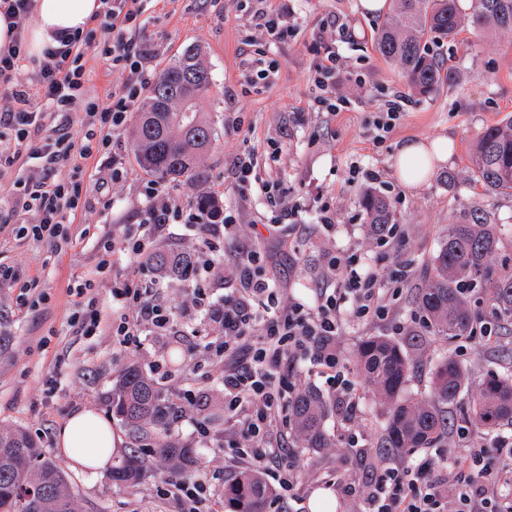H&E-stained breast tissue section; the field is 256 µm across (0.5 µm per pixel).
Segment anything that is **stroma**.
Masks as SVG:
<instances>
[{"instance_id": "35a3bbf8", "label": "stroma", "mask_w": 512, "mask_h": 512, "mask_svg": "<svg viewBox=\"0 0 512 512\" xmlns=\"http://www.w3.org/2000/svg\"><path fill=\"white\" fill-rule=\"evenodd\" d=\"M144 7L140 37L154 75H161L190 44L201 49L213 75V85L199 103L218 131L202 159L208 179L172 184L168 190L183 210H195L197 197L207 193L233 214L234 223L224 230V259L199 266L196 281L174 278L159 289L161 304L175 313L167 335H158L145 322L126 344L112 335H76L68 324L73 301L69 284L92 278L100 306L108 309L115 280L132 272L147 286L154 278L147 264L134 270L119 256L109 268H97L102 235L122 236L139 223L146 206L152 178L140 169L132 149L137 115L128 113L109 148L90 158L88 173L106 177L117 167L123 177L76 212L79 235L60 254H53L52 243L21 234L11 209L12 183L38 171L15 165L0 180V266L13 268L24 280L37 278L39 286L31 291L0 288V426L21 427L37 442L66 474L78 512H180L179 503L161 493L172 475L159 458H151L137 486L119 487L109 472L92 475L73 466L57 444L59 430L76 411L107 415L119 374L127 365H138L160 379L165 393L184 411L171 438L204 451V462L194 474L207 488L203 512H224V484L249 462L237 448L235 420L223 413L222 375L225 366L245 365L249 355L225 353L224 336L204 307L238 296L241 251L248 248L260 252V271L274 283L283 306L296 301L315 305L321 288L335 286L334 273L325 267L332 254L371 262L397 288L388 302V317L345 321L336 336L345 365L344 388L333 389L306 360L285 370L292 392L314 389L335 404L324 423L335 445L300 447L289 421H282L278 438L296 465L301 490L290 498H272L268 512H311V495L331 489L333 479L359 486L368 474L403 468L415 459H430L435 472L443 473L461 445L458 432L463 427L474 441L488 446L512 440L510 425L490 434L471 426L485 378L512 374V331L447 340L429 333L418 306L419 290L429 276L427 264L445 229L470 206L489 211L501 230L500 247L490 262L493 273L512 271V196L486 194L467 178L476 134L512 115V47L466 31L457 40L436 41L434 53L455 65L458 83L420 98L408 91L397 66L376 51L374 33L383 18L365 15L359 0H146ZM264 12L290 26L288 40L267 36L260 19ZM326 50L337 58L336 95L347 101L339 112L317 103L321 91L314 82L315 65ZM264 68L268 78L258 79L257 70ZM394 99L401 105L396 126L384 142H376L375 122ZM442 137L452 142L447 161L419 188L402 186L392 161L397 148ZM249 155L258 178L278 184L283 208H302L301 223L274 222L263 192H239L237 165ZM366 170L377 172L378 180L363 178ZM369 189L390 203L395 236L370 234L360 207ZM325 203L336 214L330 228L317 218L318 206ZM375 336L393 340L409 354L412 370L403 397L410 402L430 395L442 356L453 355L463 365L464 388L448 406L451 427L440 447L415 448L399 456L380 448L387 407L367 395L356 366L360 343ZM175 345L182 351L177 365L170 361ZM50 380L56 385L52 394L46 387ZM352 397L358 405L351 410L347 401Z\"/></svg>"}]
</instances>
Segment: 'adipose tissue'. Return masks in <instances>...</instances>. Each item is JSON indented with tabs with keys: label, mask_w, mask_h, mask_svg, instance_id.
Returning a JSON list of instances; mask_svg holds the SVG:
<instances>
[{
	"label": "adipose tissue",
	"mask_w": 512,
	"mask_h": 512,
	"mask_svg": "<svg viewBox=\"0 0 512 512\" xmlns=\"http://www.w3.org/2000/svg\"><path fill=\"white\" fill-rule=\"evenodd\" d=\"M34 4L24 48L28 55L36 57L53 46L55 32L85 28L102 8L100 0H34ZM447 158V140L429 144L407 142L398 148L394 167L402 184L413 188L421 185L434 166ZM57 442L62 452L82 469L95 473L112 463V424L93 411L72 414L59 431Z\"/></svg>",
	"instance_id": "ef3b65f1"
}]
</instances>
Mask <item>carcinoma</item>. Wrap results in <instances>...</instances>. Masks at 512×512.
<instances>
[{"label":"carcinoma","instance_id":"obj_1","mask_svg":"<svg viewBox=\"0 0 512 512\" xmlns=\"http://www.w3.org/2000/svg\"><path fill=\"white\" fill-rule=\"evenodd\" d=\"M392 0L395 16L377 28L374 44L379 55L396 63L409 89L432 96L453 86V66L439 63L428 42L431 37L453 40L467 30L491 34L512 44V0ZM212 74L199 48L189 46L143 96L133 151L139 167L160 182H204L199 165L218 132L198 108L210 90ZM470 179L491 195H512V117L484 126L471 149ZM366 223L381 235L393 214L385 198L367 191L360 200ZM500 237L491 214L471 207L464 219L450 224L431 260L427 283L418 303L435 336L458 339L471 335L475 317L470 292L484 289L496 325L512 324V274L490 276L489 262ZM156 271L177 278L188 276L193 258L188 253L157 249L149 256ZM365 384L388 407L382 432L383 447L399 454L413 448H432L448 434V404L462 389L465 372L451 355L436 364L432 397L417 403L402 398L411 360L397 343L385 337L367 339L358 351ZM112 416L135 442L169 431L177 418L175 403L134 365L123 369L109 398ZM295 433L302 448H331L323 428L330 405L314 391L295 394L290 401ZM472 421L489 431L512 423V377L490 375L474 404ZM174 475L187 477L203 462L200 449L171 440L152 449ZM147 462L135 448L112 468L115 485L134 486L143 478ZM273 495L261 473L246 469L224 486L229 512H267ZM0 512H76L66 475L44 457L34 439L20 427H0Z\"/></svg>","mask_w":512,"mask_h":512}]
</instances>
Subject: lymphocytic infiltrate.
<instances>
[{"instance_id": "lymphocytic-infiltrate-1", "label": "lymphocytic infiltrate", "mask_w": 512, "mask_h": 512, "mask_svg": "<svg viewBox=\"0 0 512 512\" xmlns=\"http://www.w3.org/2000/svg\"><path fill=\"white\" fill-rule=\"evenodd\" d=\"M96 24L82 33H60L39 63L34 83L21 77L25 55L21 38H14L0 53V178L22 157L35 160L42 170L38 181L15 179L14 213L37 211L39 223L25 233L38 242L68 239V223L82 200L83 187L101 191L100 180L82 184L84 162L92 154L90 144L76 143L67 133L46 139L31 152L22 146L30 129L54 123L62 112L81 110L88 125L100 126L102 146H109L112 132L119 130L127 112L133 111L151 83L147 52L137 34L141 28L143 0H101ZM106 67L123 66L127 72L121 88L113 90L108 105H99L88 94L91 75L88 61ZM179 222L189 230L206 229L205 251L218 250V224L203 214L179 213L172 195L159 187L147 190V206L137 230L121 239L104 240V255L98 263L106 268L114 255L137 262L146 255L155 238L168 224ZM259 255H248L239 268L243 284L233 300L208 308L210 320L224 333L225 345L246 342L251 363L245 369L224 372L225 409L235 418L245 441L246 453L262 462L280 455L271 443L282 410L285 378L280 369L285 360L310 357L333 385H341L344 367L331 347L344 317L369 319L387 312L389 288L376 268L354 259L330 257L336 273L332 292L321 293L316 307L292 303L271 308L274 283L256 275ZM69 325L83 336L106 331L130 338L136 324L151 323L166 335L174 318L157 304L149 289L129 281L113 284L112 310L104 312L92 291L90 280L75 282ZM371 512H512V447L497 443L495 449L464 447L454 456L444 477L433 474L430 462L372 474L365 482Z\"/></svg>"}]
</instances>
